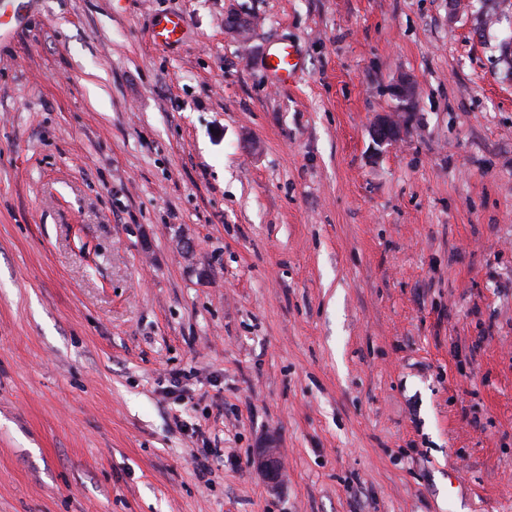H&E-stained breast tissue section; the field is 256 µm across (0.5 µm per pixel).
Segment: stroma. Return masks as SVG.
Wrapping results in <instances>:
<instances>
[{
    "instance_id": "obj_1",
    "label": "stroma",
    "mask_w": 512,
    "mask_h": 512,
    "mask_svg": "<svg viewBox=\"0 0 512 512\" xmlns=\"http://www.w3.org/2000/svg\"><path fill=\"white\" fill-rule=\"evenodd\" d=\"M511 38L512 0H30L0 40V512H512ZM186 21L179 13H166L155 18L153 36L168 43H178L186 29ZM300 67L299 49L290 42L276 45L273 51L268 53L267 68L281 86L291 83ZM401 129L400 120L390 115H383L373 125L371 135L380 144L392 143L399 138Z\"/></svg>"
}]
</instances>
